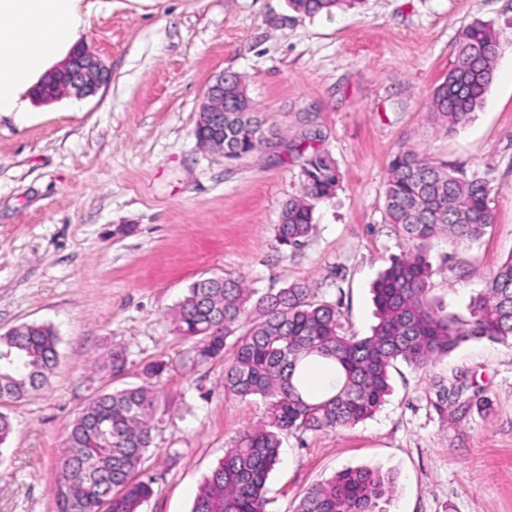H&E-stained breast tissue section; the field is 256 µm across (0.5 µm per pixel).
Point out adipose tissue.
Here are the masks:
<instances>
[{
	"instance_id": "1",
	"label": "adipose tissue",
	"mask_w": 512,
	"mask_h": 512,
	"mask_svg": "<svg viewBox=\"0 0 512 512\" xmlns=\"http://www.w3.org/2000/svg\"><path fill=\"white\" fill-rule=\"evenodd\" d=\"M81 23L79 0H0V117L30 119L28 92L64 58Z\"/></svg>"
}]
</instances>
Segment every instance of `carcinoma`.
Returning a JSON list of instances; mask_svg holds the SVG:
<instances>
[{
  "label": "carcinoma",
  "instance_id": "obj_1",
  "mask_svg": "<svg viewBox=\"0 0 512 512\" xmlns=\"http://www.w3.org/2000/svg\"><path fill=\"white\" fill-rule=\"evenodd\" d=\"M359 2L289 0V5L314 17ZM498 49L490 22L476 20L461 31L455 64L432 93L435 122L451 132L481 108ZM225 83L224 159L234 161L272 140L239 77L229 73ZM389 171L385 218L405 249L374 285L377 324L371 335L348 334L340 305L316 299L303 283L258 296L243 280L218 276L192 283L178 303V335L193 341L198 364L222 358L228 337L240 322L247 324L224 370V395L268 401V421L232 440L191 512H267V479L279 460L281 434L373 417L390 392L396 362L423 370L471 340L512 342V253L471 299L467 316L445 313L429 298L433 240L444 236L472 244L487 233L488 183L410 150L398 152ZM302 177L303 197L288 201L276 226L278 242L292 248L311 232L310 202L329 197L340 183L335 160L322 152L304 159ZM58 343L53 327L41 323L0 334V400H20L43 387L56 366ZM311 359L324 361L333 375L322 393L304 385V365ZM108 362L112 374L124 373V349H113ZM155 403L154 392L141 385L100 394L81 409L53 488L57 512H138L154 494V479L140 475V467L157 430ZM391 492L392 482L378 469H345L308 488L297 512H381L379 503Z\"/></svg>",
  "mask_w": 512,
  "mask_h": 512
}]
</instances>
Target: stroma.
<instances>
[{
    "label": "stroma",
    "instance_id": "obj_1",
    "mask_svg": "<svg viewBox=\"0 0 512 512\" xmlns=\"http://www.w3.org/2000/svg\"><path fill=\"white\" fill-rule=\"evenodd\" d=\"M79 41L111 78L90 97L33 101L24 124L0 118V333L52 325L48 384L0 402L14 430L0 447V512H56L52 493L77 413L104 391L153 385L161 425L142 471L155 493L140 512H191L205 478L266 401L224 394L222 359L194 365L175 329L193 282L243 276L259 292L293 283L337 302L351 334L376 324L372 284L403 241L385 220L388 168L411 150L485 178L493 224L477 243L438 239L431 297L466 314L512 251V0H363L330 16L288 0H82ZM492 22L500 50L481 110L455 132L429 116L461 30ZM237 74L275 132L236 162L200 146L204 92ZM341 183L313 208L304 245L275 228L303 192L313 151ZM128 356L113 375V348ZM371 419L283 435L268 512L347 468L393 479L384 512H512V345L466 342L424 370L399 362Z\"/></svg>",
    "mask_w": 512,
    "mask_h": 512
}]
</instances>
